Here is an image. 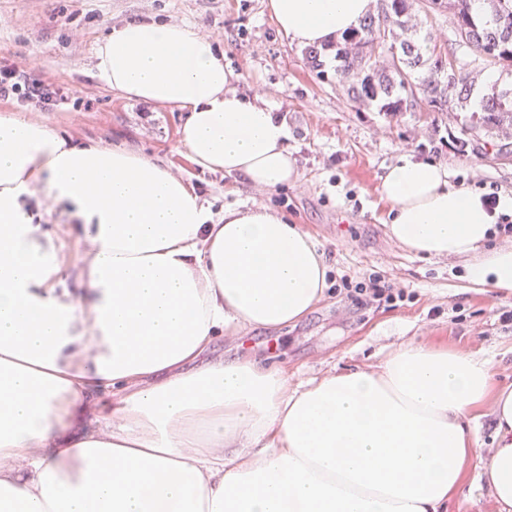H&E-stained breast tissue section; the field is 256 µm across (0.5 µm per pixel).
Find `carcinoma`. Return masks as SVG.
<instances>
[{"instance_id":"carcinoma-1","label":"carcinoma","mask_w":512,"mask_h":512,"mask_svg":"<svg viewBox=\"0 0 512 512\" xmlns=\"http://www.w3.org/2000/svg\"><path fill=\"white\" fill-rule=\"evenodd\" d=\"M448 11L455 42L481 64L512 67V0H376L375 8L353 31L303 55L317 77L327 78L333 58L336 85L355 102L378 103L392 115L424 101L437 111L451 102L465 107L478 72L454 52L442 53L431 37L411 23L417 11ZM461 146L493 145L508 157L512 137V87L493 92L461 128Z\"/></svg>"}]
</instances>
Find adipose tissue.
<instances>
[{"label":"adipose tissue","mask_w":512,"mask_h":512,"mask_svg":"<svg viewBox=\"0 0 512 512\" xmlns=\"http://www.w3.org/2000/svg\"><path fill=\"white\" fill-rule=\"evenodd\" d=\"M278 28L323 46L372 0H268ZM120 96L187 110L180 143L201 169L264 188L296 182L288 128L237 93L210 38L131 21L95 51ZM44 192L89 244L75 299L26 200ZM389 235L427 258L470 257L467 279L512 293V248H493L512 197L454 185L401 155L381 177ZM327 264L301 225L264 206L215 215L167 167L122 146L72 145L0 116V512H440L477 446L492 382L484 357L407 343L374 370L293 388L249 359L199 363L217 335L280 328L324 296ZM112 396L97 426L90 399ZM480 473L512 512V389Z\"/></svg>","instance_id":"obj_1"}]
</instances>
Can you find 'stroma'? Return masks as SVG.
I'll return each instance as SVG.
<instances>
[{
    "instance_id": "35a3bbf8",
    "label": "stroma",
    "mask_w": 512,
    "mask_h": 512,
    "mask_svg": "<svg viewBox=\"0 0 512 512\" xmlns=\"http://www.w3.org/2000/svg\"><path fill=\"white\" fill-rule=\"evenodd\" d=\"M185 23L211 38L237 76L234 90L259 97L284 119L297 182L258 188L201 170L179 144L185 111L119 97L97 77L98 42L132 20ZM31 71L47 83L83 93L82 103L44 108L0 102V114L54 125L72 144H121L165 164L189 181L213 211L266 206L301 225L327 263L324 298L294 324L247 328L216 338L202 361L249 358L281 369L291 384L374 367L411 341H425L490 359L493 392L476 412L478 444L465 483L441 512H499L475 478L493 446L494 393L512 386V294L470 283L468 258H424L387 231L390 205L380 193L386 166L414 153L448 166L455 180L512 195V160L460 152L467 111L434 112L426 104L390 115L351 102L334 80L320 79L301 47L281 33L267 0H0V65ZM64 263V286L82 297V257L88 244L59 210L45 215ZM380 279L391 299L356 305L357 284Z\"/></svg>"
}]
</instances>
